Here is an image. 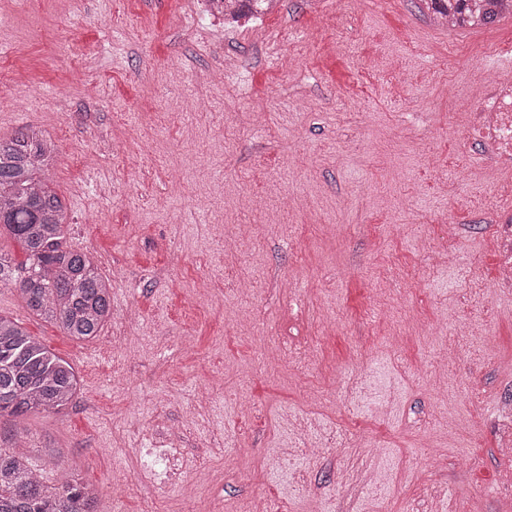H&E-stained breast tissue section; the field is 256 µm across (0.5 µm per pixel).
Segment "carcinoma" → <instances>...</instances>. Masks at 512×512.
I'll list each match as a JSON object with an SVG mask.
<instances>
[{
  "instance_id": "obj_1",
  "label": "carcinoma",
  "mask_w": 512,
  "mask_h": 512,
  "mask_svg": "<svg viewBox=\"0 0 512 512\" xmlns=\"http://www.w3.org/2000/svg\"><path fill=\"white\" fill-rule=\"evenodd\" d=\"M428 8L472 12L468 0H432ZM57 156L53 138L37 127L0 137V237L12 239L21 254L18 260L0 251V285L16 288L41 320L86 341L112 316V280L69 243L67 207L48 178ZM79 390L68 361L0 312V419L66 410ZM99 495L97 486L69 470L47 484L21 436L0 435V512H95Z\"/></svg>"
}]
</instances>
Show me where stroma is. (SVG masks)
Wrapping results in <instances>:
<instances>
[{
  "mask_svg": "<svg viewBox=\"0 0 512 512\" xmlns=\"http://www.w3.org/2000/svg\"><path fill=\"white\" fill-rule=\"evenodd\" d=\"M417 0H284L281 14L227 30L194 0H0V136L33 125L55 139L51 172L69 240L112 279V317L75 341L0 285V311L66 359L81 390L66 411L18 422L33 464L101 490L99 512H236L262 489L293 512H500L512 496L501 415L512 407V288L497 281L496 227L480 204L512 184L460 159L467 122L448 96L481 73L512 81V16L487 28L434 25ZM241 64L207 75L225 52ZM295 54L300 70L278 67ZM307 94L302 110L296 94ZM261 194V216L240 194ZM454 215V266L425 250ZM248 234V254L225 235ZM278 274L288 281L277 289ZM256 285L237 296L233 283ZM477 315L470 335L454 330ZM286 342L266 364L264 337ZM452 341L450 388L426 360ZM317 345L316 358L300 354ZM322 383L334 440L321 460L265 466L283 416ZM391 406L385 480L352 488L371 465L352 423ZM190 418L180 478L139 482L121 500L114 471L138 472L155 434Z\"/></svg>",
  "mask_w": 512,
  "mask_h": 512,
  "instance_id": "35a3bbf8",
  "label": "stroma"
}]
</instances>
